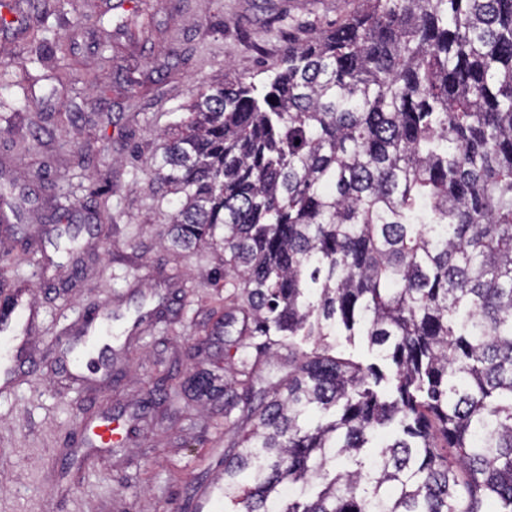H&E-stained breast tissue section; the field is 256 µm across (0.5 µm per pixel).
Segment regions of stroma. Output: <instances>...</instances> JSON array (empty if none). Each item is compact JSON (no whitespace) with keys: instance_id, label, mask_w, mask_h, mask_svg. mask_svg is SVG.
<instances>
[{"instance_id":"stroma-1","label":"stroma","mask_w":512,"mask_h":512,"mask_svg":"<svg viewBox=\"0 0 512 512\" xmlns=\"http://www.w3.org/2000/svg\"><path fill=\"white\" fill-rule=\"evenodd\" d=\"M1 12L0 54L26 67L0 74V185L15 212L0 221L9 248L0 293L28 289L45 321L31 338L35 371L0 390V512H195L224 451L219 412L183 400L148 402L177 389L196 366L224 374L217 324L231 286L213 280L224 254L162 244L169 198L148 187L161 133L187 118L194 84L279 71L284 44L304 42L363 7L362 0H12ZM107 24H99V17ZM46 42L73 40L72 80L51 78ZM101 86L87 89L91 76ZM83 118H59L71 103ZM44 113L47 135L29 122ZM107 198L104 236L91 210ZM85 225L73 255L53 245L59 225ZM101 307L120 336L108 361L77 380L58 360L78 318ZM118 437L93 448L101 415Z\"/></svg>"}]
</instances>
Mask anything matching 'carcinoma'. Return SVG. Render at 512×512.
Here are the masks:
<instances>
[{
	"instance_id": "carcinoma-1",
	"label": "carcinoma",
	"mask_w": 512,
	"mask_h": 512,
	"mask_svg": "<svg viewBox=\"0 0 512 512\" xmlns=\"http://www.w3.org/2000/svg\"><path fill=\"white\" fill-rule=\"evenodd\" d=\"M365 2L162 137L166 238L244 301L175 397L224 414L237 512H512V0ZM336 351L365 364L377 362L368 350L366 343L359 336H356L351 343L346 340L345 336H336Z\"/></svg>"
}]
</instances>
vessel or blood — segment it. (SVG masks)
Masks as SVG:
<instances>
[{
	"label": "vessel or blood",
	"mask_w": 512,
	"mask_h": 512,
	"mask_svg": "<svg viewBox=\"0 0 512 512\" xmlns=\"http://www.w3.org/2000/svg\"><path fill=\"white\" fill-rule=\"evenodd\" d=\"M39 319V311L27 294H19L12 311L0 313V381L26 373L29 362L21 350L26 342L30 326ZM112 340V316L101 311L83 314L82 338L79 344L69 346L61 363L63 371L78 375L82 359L88 354L104 356Z\"/></svg>",
	"instance_id": "1"
}]
</instances>
